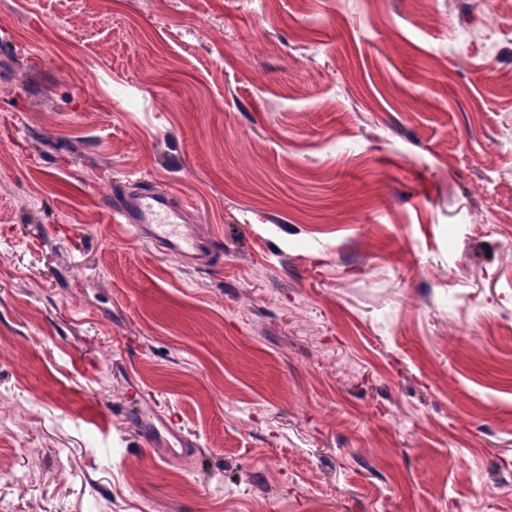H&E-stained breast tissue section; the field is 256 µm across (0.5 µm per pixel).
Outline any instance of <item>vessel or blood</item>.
I'll return each mask as SVG.
<instances>
[{
	"instance_id": "vessel-or-blood-1",
	"label": "vessel or blood",
	"mask_w": 512,
	"mask_h": 512,
	"mask_svg": "<svg viewBox=\"0 0 512 512\" xmlns=\"http://www.w3.org/2000/svg\"><path fill=\"white\" fill-rule=\"evenodd\" d=\"M113 223L127 225L139 239L159 242L178 259L196 265L210 264L215 248L213 242L196 234L186 224L184 211L172 206L166 195L141 192L110 201L107 205ZM130 418L144 443L161 449L168 458L194 455L197 444L174 428L159 430L153 414L144 412L139 400H132Z\"/></svg>"
}]
</instances>
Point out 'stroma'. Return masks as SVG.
Wrapping results in <instances>:
<instances>
[{
	"label": "stroma",
	"mask_w": 512,
	"mask_h": 512,
	"mask_svg": "<svg viewBox=\"0 0 512 512\" xmlns=\"http://www.w3.org/2000/svg\"><path fill=\"white\" fill-rule=\"evenodd\" d=\"M508 74L512 0H0V512H512ZM112 223L127 224L138 239L160 242L178 259L196 265H209L213 242L196 234L185 224L187 215L172 206L164 194L140 192L111 200L107 205ZM132 408L130 419L138 430L144 443L154 448H160L167 458H182L194 455L197 452V443L189 436L179 430L170 427L157 414L146 413L141 410L139 399L134 395L130 399ZM157 419L164 425L166 435L154 425L153 420Z\"/></svg>",
	"instance_id": "obj_1"
}]
</instances>
